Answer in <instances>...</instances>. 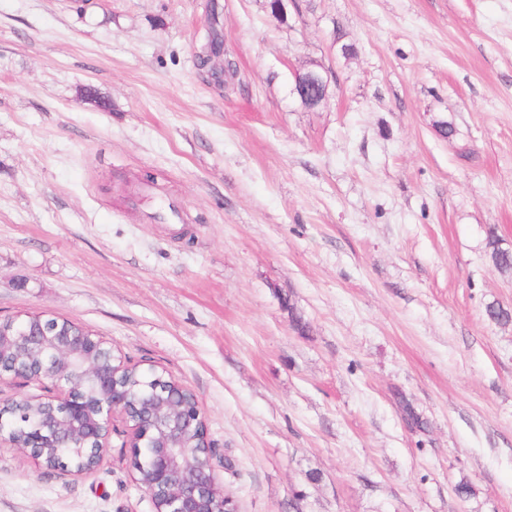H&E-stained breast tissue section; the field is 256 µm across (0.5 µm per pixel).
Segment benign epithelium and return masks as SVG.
Segmentation results:
<instances>
[{
	"instance_id": "benign-epithelium-1",
	"label": "benign epithelium",
	"mask_w": 512,
	"mask_h": 512,
	"mask_svg": "<svg viewBox=\"0 0 512 512\" xmlns=\"http://www.w3.org/2000/svg\"><path fill=\"white\" fill-rule=\"evenodd\" d=\"M332 74L309 72L291 93L317 107L329 96ZM131 366L121 362L106 341L70 320L49 314L0 318V382L48 379L59 395L41 401L42 413L16 441L18 401L0 404V445L6 444L40 462L48 450L65 465L74 458L93 472L110 445L119 418L131 448L128 460L147 465L135 480L151 498L155 512H239L224 493L196 395L154 371L142 372L132 387L123 381Z\"/></svg>"
}]
</instances>
